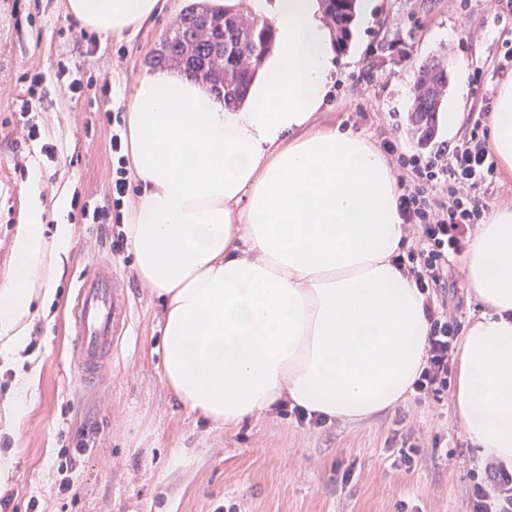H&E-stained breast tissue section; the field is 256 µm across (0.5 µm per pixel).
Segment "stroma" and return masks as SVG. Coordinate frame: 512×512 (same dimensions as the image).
Here are the masks:
<instances>
[{
    "mask_svg": "<svg viewBox=\"0 0 512 512\" xmlns=\"http://www.w3.org/2000/svg\"><path fill=\"white\" fill-rule=\"evenodd\" d=\"M191 2L161 0L158 14L139 26L97 35L89 53L67 0H0V120L27 96L16 81L20 67L43 76L41 106L31 115L40 140L18 147L0 129V286L11 274L13 241L31 207L43 210L47 241L55 240L57 225L71 227L69 248L50 271L55 294L36 297L29 347L10 364L12 377L0 391L1 405L14 398L21 379L32 383L12 427H0V437L11 441L9 450H0V462L11 469L0 494L13 492L17 512H26L32 499L42 512H225L230 505L236 512H469L471 472L480 461L451 393L438 401L409 397L365 422L334 420L321 429L264 414L224 430L191 413L163 379L159 299L138 280L131 250L110 253L119 225L72 219L73 190L101 199L111 183L104 110L127 114L140 77ZM373 4L371 19L355 28L340 54L338 78L314 128H348L376 145L392 135L403 150L418 151L404 120L419 64L441 53L447 56L449 85L457 83L458 64L482 72L480 83L468 85L457 101L463 118L474 116L482 97H497L504 77L497 68L499 49L502 42L512 43V13L494 15L487 0H472L465 10L459 0ZM409 19L417 24L406 43L409 59H380L385 81L367 100L368 118H359L355 108L362 98L353 77L373 41L381 35L399 39ZM62 62L81 75L106 77L110 94L93 90L70 97L55 78ZM46 143L55 146V158L45 157ZM19 153L26 158L23 174L14 168ZM107 260L130 292L131 324L104 382L90 394L70 362L69 301L84 267ZM82 428L95 430V446L76 461L69 474L72 489L61 496L59 453ZM407 435L462 447L464 455L448 465L426 454L406 470L396 460ZM346 470L352 481L337 482V472Z\"/></svg>",
    "mask_w": 512,
    "mask_h": 512,
    "instance_id": "1",
    "label": "stroma"
}]
</instances>
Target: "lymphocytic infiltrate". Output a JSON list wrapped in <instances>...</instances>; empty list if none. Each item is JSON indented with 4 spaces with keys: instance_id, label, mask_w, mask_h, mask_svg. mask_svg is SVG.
Segmentation results:
<instances>
[{
    "instance_id": "1",
    "label": "lymphocytic infiltrate",
    "mask_w": 512,
    "mask_h": 512,
    "mask_svg": "<svg viewBox=\"0 0 512 512\" xmlns=\"http://www.w3.org/2000/svg\"><path fill=\"white\" fill-rule=\"evenodd\" d=\"M481 117L453 144L440 143L425 154L406 153L397 141L382 147L397 165V206L409 233L395 260L425 297L430 325L426 361L412 384L415 400L440 398L451 382L461 331L455 287L448 278L450 262L466 253L478 224L483 223L497 183L498 168L482 116L491 112L482 99ZM127 187L125 167H117L109 198L98 202L73 192L70 206L87 224H108L112 205ZM470 512H512V471L485 462L472 475Z\"/></svg>"
}]
</instances>
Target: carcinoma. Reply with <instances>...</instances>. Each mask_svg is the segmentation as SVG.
Here are the masks:
<instances>
[{"mask_svg":"<svg viewBox=\"0 0 512 512\" xmlns=\"http://www.w3.org/2000/svg\"><path fill=\"white\" fill-rule=\"evenodd\" d=\"M336 45L343 49L351 37L356 0H321ZM274 47V31L267 20L238 10H221L207 3L186 7L152 59L155 68L175 65L236 108L261 59ZM448 91V70L442 59L419 66L413 86L409 124L425 145Z\"/></svg>","mask_w":512,"mask_h":512,"instance_id":"1","label":"carcinoma"}]
</instances>
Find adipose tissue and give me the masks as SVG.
<instances>
[{"mask_svg":"<svg viewBox=\"0 0 512 512\" xmlns=\"http://www.w3.org/2000/svg\"><path fill=\"white\" fill-rule=\"evenodd\" d=\"M275 32L245 104L194 79L145 74L127 114L141 184L123 232L163 305L165 382L217 428L282 403L361 422L398 406L422 370L423 295L394 265L406 235L393 169L359 133L316 129L337 64L319 0H246ZM80 26L119 35L158 0H68ZM512 174V76L489 115ZM32 210L0 286V360L29 342L35 281L67 249ZM483 306L459 345L453 403L481 460L512 471V205L479 226L463 265Z\"/></svg>","mask_w":512,"mask_h":512,"instance_id":"obj_1","label":"adipose tissue"}]
</instances>
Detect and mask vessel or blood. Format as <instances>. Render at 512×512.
<instances>
[{
	"label": "vessel or blood",
	"mask_w": 512,
	"mask_h": 512,
	"mask_svg": "<svg viewBox=\"0 0 512 512\" xmlns=\"http://www.w3.org/2000/svg\"><path fill=\"white\" fill-rule=\"evenodd\" d=\"M129 325L124 287L108 263L94 264L78 278L72 307L71 353L89 388L112 363Z\"/></svg>",
	"instance_id": "obj_1"
}]
</instances>
